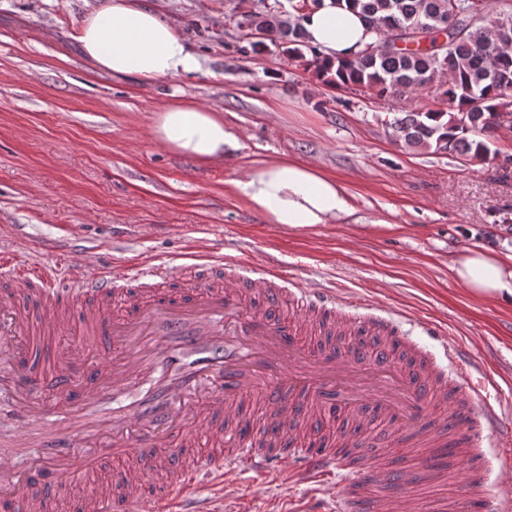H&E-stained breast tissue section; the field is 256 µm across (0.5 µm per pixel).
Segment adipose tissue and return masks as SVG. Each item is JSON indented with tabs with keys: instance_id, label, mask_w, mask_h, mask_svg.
Here are the masks:
<instances>
[{
	"instance_id": "1",
	"label": "adipose tissue",
	"mask_w": 512,
	"mask_h": 512,
	"mask_svg": "<svg viewBox=\"0 0 512 512\" xmlns=\"http://www.w3.org/2000/svg\"><path fill=\"white\" fill-rule=\"evenodd\" d=\"M308 44L322 56L353 58L374 40L357 11L323 0L302 20ZM73 39L96 70L154 84L199 71V58L178 30L148 0H97L77 26ZM171 151L208 165L236 144L223 114L178 99L159 109L152 127ZM236 190L266 223L291 228L338 224L354 212L353 195L335 176L285 155L248 167ZM454 280L479 299H512V253L476 245L459 247L451 261Z\"/></svg>"
}]
</instances>
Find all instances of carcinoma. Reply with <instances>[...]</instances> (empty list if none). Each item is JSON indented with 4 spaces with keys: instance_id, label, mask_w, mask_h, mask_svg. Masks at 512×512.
Segmentation results:
<instances>
[{
    "instance_id": "1",
    "label": "carcinoma",
    "mask_w": 512,
    "mask_h": 512,
    "mask_svg": "<svg viewBox=\"0 0 512 512\" xmlns=\"http://www.w3.org/2000/svg\"><path fill=\"white\" fill-rule=\"evenodd\" d=\"M322 0H298L295 12L281 17L280 0H260L257 11L243 12L236 26L246 42L242 52L262 40L292 45L291 57L334 87L357 86L377 95L408 98L431 83L446 105L439 110H409L394 119L407 144L452 152L465 159L500 156L494 116L512 98V3L498 0H346L360 9L368 28L381 35L354 58L326 61L306 41L303 15ZM499 19L495 25L492 20ZM421 32L424 39H414Z\"/></svg>"
}]
</instances>
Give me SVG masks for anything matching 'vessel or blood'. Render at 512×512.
<instances>
[{"label": "vessel or blood", "mask_w": 512, "mask_h": 512, "mask_svg": "<svg viewBox=\"0 0 512 512\" xmlns=\"http://www.w3.org/2000/svg\"><path fill=\"white\" fill-rule=\"evenodd\" d=\"M111 268L81 256L49 262L45 252L17 265L0 250V412L16 423L27 464L0 452V504L9 512H211L201 483L220 491L242 475L260 494L268 471L296 480L332 477L336 512H413L405 489L429 483L414 467L409 431L448 409L449 433L468 462L461 499L429 512H512V495L489 496L484 444L501 433L502 414L472 384L469 361L455 373L419 349L395 313L345 312L334 290L285 281L271 270L244 271L223 257L142 264L125 287ZM80 325L105 337L120 357L90 367L84 349L36 361L30 338ZM330 336L306 345V333ZM287 400L276 432L250 404ZM349 421L360 437L375 420L393 426L392 465L362 459L357 442L323 446L325 415Z\"/></svg>", "instance_id": "b4317fda"}]
</instances>
